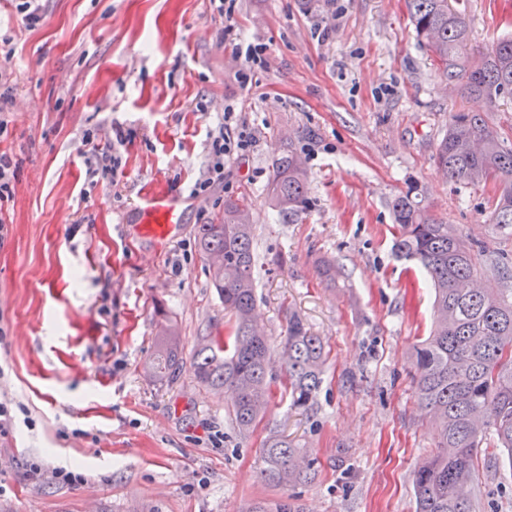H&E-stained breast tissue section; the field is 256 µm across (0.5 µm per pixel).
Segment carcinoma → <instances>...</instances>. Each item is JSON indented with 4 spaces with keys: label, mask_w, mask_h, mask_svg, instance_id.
Listing matches in <instances>:
<instances>
[{
    "label": "carcinoma",
    "mask_w": 512,
    "mask_h": 512,
    "mask_svg": "<svg viewBox=\"0 0 512 512\" xmlns=\"http://www.w3.org/2000/svg\"><path fill=\"white\" fill-rule=\"evenodd\" d=\"M405 2L418 41L447 84L491 103L512 100V35L476 52L465 13L452 0ZM434 163L457 184L496 185L490 223L512 229V143L484 113H451ZM306 190V170L290 150L277 159L270 189L271 204L283 222L295 221L305 208ZM392 213L398 224L396 256L420 265L434 292L432 329L414 351L418 400L437 429L436 453L414 472L417 512H474L485 441L492 440L512 464V288L482 283L485 268L498 267L500 260L479 262L476 244L464 239L456 225L431 215L416 187L394 199ZM253 239L249 205L242 198L224 201L220 223L196 229L198 250L209 263L231 326L196 350L194 373L200 383L230 396L232 421L243 435L254 432L275 398L270 345L253 323ZM318 274L334 286L340 271L335 262L322 260ZM284 350V394L292 407L306 410L323 383L325 343L292 314ZM182 366L178 329L164 319L146 371L171 382ZM261 462V478L277 488L309 482L318 474L315 460L275 433L263 441Z\"/></svg>",
    "instance_id": "cac0c4a2"
}]
</instances>
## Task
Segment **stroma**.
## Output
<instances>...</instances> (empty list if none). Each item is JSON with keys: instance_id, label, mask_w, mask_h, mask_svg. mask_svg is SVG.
<instances>
[{"instance_id": "1", "label": "stroma", "mask_w": 512, "mask_h": 512, "mask_svg": "<svg viewBox=\"0 0 512 512\" xmlns=\"http://www.w3.org/2000/svg\"><path fill=\"white\" fill-rule=\"evenodd\" d=\"M0 0V93L10 104L0 153L15 165L0 201V392L15 412L0 441V512H248L292 497L300 512H415L413 474L435 449L413 383V349L432 325L425 272L398 260L394 198L416 184L429 211L504 257L492 287L512 286V233L489 222L492 186L451 182L433 163L450 113H486L512 140V101L445 89L416 40L405 0H233L242 44L265 61L248 86L210 0H42L30 24ZM471 43L507 34L512 0H463ZM253 133L224 165V184L189 191L225 112ZM132 136L123 174L89 173L84 138ZM294 151L308 202L282 222L268 190L275 160ZM188 192L168 241L143 237L142 195ZM246 197L254 224L259 328L273 348L289 314L329 355L310 409L275 398L240 437L230 399L194 375V353L224 332V312L195 230ZM333 259L341 285L317 274ZM178 327L183 368L169 383L144 366L161 318ZM277 431L315 459V481L282 490L259 477ZM84 474L78 486L26 475L29 461ZM476 495L475 512H512V466Z\"/></svg>"}]
</instances>
